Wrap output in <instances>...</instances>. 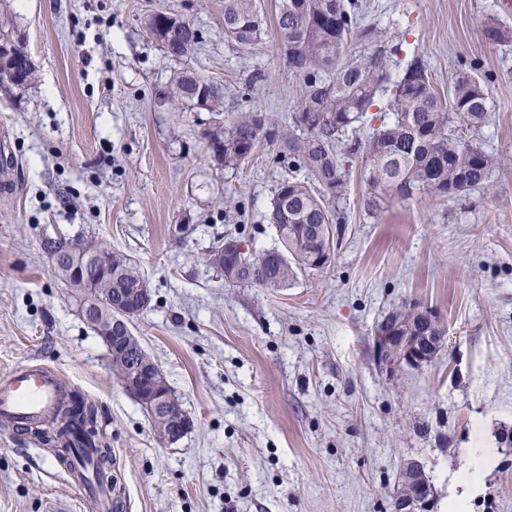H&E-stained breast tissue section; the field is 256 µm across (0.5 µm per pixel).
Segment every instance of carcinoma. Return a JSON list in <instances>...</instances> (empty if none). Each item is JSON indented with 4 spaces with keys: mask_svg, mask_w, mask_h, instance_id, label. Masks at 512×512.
<instances>
[{
    "mask_svg": "<svg viewBox=\"0 0 512 512\" xmlns=\"http://www.w3.org/2000/svg\"><path fill=\"white\" fill-rule=\"evenodd\" d=\"M355 0H278L277 27L288 66L303 79L299 109L292 116L291 130L280 135L263 127L255 112H240L231 125L207 132L216 165L236 169L268 139H280L288 159L307 172L316 189L301 181L280 184L271 203L269 221L281 247L246 257L234 270V261L224 258V282L230 286L286 288L298 273L318 270L311 265L319 234H324L327 252L334 250L332 225L340 223L330 202L344 198L347 188L342 155L357 156L364 183L363 206L368 213L384 208L391 198L412 199L428 195L448 200L488 186L495 157L480 146L451 133L455 124L482 125L490 109L485 81L464 68L458 72L443 98L430 80L421 56L408 62L393 84L387 109L392 122L361 140L347 144L344 137L356 129L375 97L388 81L386 51H376L363 62L345 59L348 44L359 33L354 19ZM145 26L167 56L187 59L200 40L198 29L172 12L147 16ZM265 34L264 20L256 0H224V37L242 47ZM165 95L218 112L223 107L221 85L185 70L175 73ZM88 279L97 280L99 305L107 307L118 293L131 294L148 287L142 272L125 254L112 252V284L96 279L88 267ZM58 417L64 424L53 432H41V440L60 447L59 456L81 448L94 449L88 459L95 477L104 481L106 458L96 427L95 409L80 396L71 398Z\"/></svg>",
    "mask_w": 512,
    "mask_h": 512,
    "instance_id": "1",
    "label": "carcinoma"
}]
</instances>
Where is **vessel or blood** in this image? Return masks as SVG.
I'll list each match as a JSON object with an SVG mask.
<instances>
[{
    "label": "vessel or blood",
    "mask_w": 512,
    "mask_h": 512,
    "mask_svg": "<svg viewBox=\"0 0 512 512\" xmlns=\"http://www.w3.org/2000/svg\"><path fill=\"white\" fill-rule=\"evenodd\" d=\"M64 399L57 375L42 366L20 368L0 380V418L18 425L52 414Z\"/></svg>",
    "instance_id": "b4317fda"
}]
</instances>
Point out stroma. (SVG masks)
Wrapping results in <instances>:
<instances>
[{"label":"stroma","instance_id":"1","mask_svg":"<svg viewBox=\"0 0 512 512\" xmlns=\"http://www.w3.org/2000/svg\"><path fill=\"white\" fill-rule=\"evenodd\" d=\"M248 48L224 36V0H7L36 68L0 88V374L39 363L93 403L111 454L119 512H391L402 465L419 461L434 512H512V32L503 0H359L364 37L349 58L402 45L424 58L439 92L461 63L486 81L491 109L467 139L492 154L489 186L448 200L363 206L357 159L338 203L334 253L278 290L225 284L207 262L231 235L254 253L278 247L268 213L281 182L304 170L262 142L234 170L217 166L207 131L242 111L287 130L302 80L288 65L274 0ZM180 14L201 33L168 58L146 15ZM188 70L224 88L221 113L171 102ZM98 243L140 266L152 294L132 324L193 428L176 444L112 371L47 242ZM431 311L435 359L380 368L374 338L403 304ZM482 480L460 498L459 474ZM93 512L43 443L0 421V512Z\"/></svg>","mask_w":512,"mask_h":512}]
</instances>
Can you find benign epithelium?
<instances>
[{"mask_svg":"<svg viewBox=\"0 0 512 512\" xmlns=\"http://www.w3.org/2000/svg\"><path fill=\"white\" fill-rule=\"evenodd\" d=\"M20 44L9 36H0V82L17 85V79L7 65L11 58L32 61L30 53H20ZM55 267L67 265L65 274L78 276L86 270V264L94 261L95 268L108 274L112 269L111 252L96 244L65 242V247L51 255ZM151 301L148 288H139L129 296L123 297L118 304L104 312L94 324L99 336L112 353L119 359L122 353L113 345V333L122 327L128 334L127 343L134 341L130 325ZM437 336H403L396 324L388 323L385 330L375 336L374 356L379 366L385 369L407 366L418 368L429 363L439 345ZM125 390L131 394L154 419L163 422V439L168 444L177 443L192 427V421L184 414L176 399L166 386L163 375L153 360L142 355L135 362L123 366L119 373ZM392 512H433L434 494L423 472V466L417 461L407 463L402 469L397 485L391 492Z\"/></svg>","mask_w":512,"mask_h":512,"instance_id":"7a95c632","label":"benign epithelium"}]
</instances>
